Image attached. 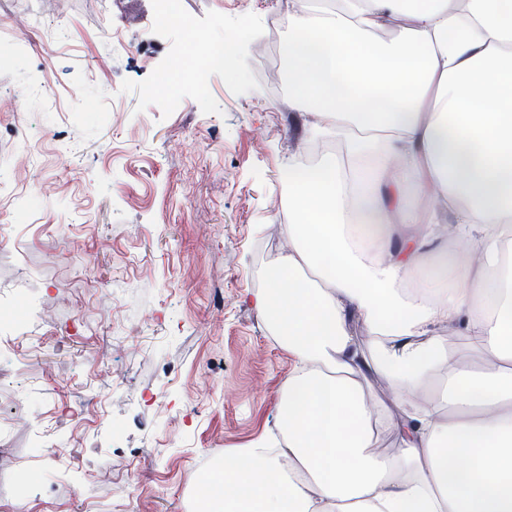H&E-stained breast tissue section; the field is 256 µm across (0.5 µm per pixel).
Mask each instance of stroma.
Returning a JSON list of instances; mask_svg holds the SVG:
<instances>
[{
    "label": "stroma",
    "mask_w": 512,
    "mask_h": 512,
    "mask_svg": "<svg viewBox=\"0 0 512 512\" xmlns=\"http://www.w3.org/2000/svg\"><path fill=\"white\" fill-rule=\"evenodd\" d=\"M0 0V512H189L225 453L279 429L294 359L252 302L318 161L309 117L256 73L288 0ZM232 51L197 93L180 57ZM24 111H13L16 91Z\"/></svg>",
    "instance_id": "stroma-1"
}]
</instances>
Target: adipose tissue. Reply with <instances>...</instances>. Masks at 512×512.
<instances>
[{
	"instance_id": "ef3b65f1",
	"label": "adipose tissue",
	"mask_w": 512,
	"mask_h": 512,
	"mask_svg": "<svg viewBox=\"0 0 512 512\" xmlns=\"http://www.w3.org/2000/svg\"><path fill=\"white\" fill-rule=\"evenodd\" d=\"M284 56L343 148L281 171L288 247L253 302L295 360L283 439L225 454L221 512H512V0H294Z\"/></svg>"
}]
</instances>
